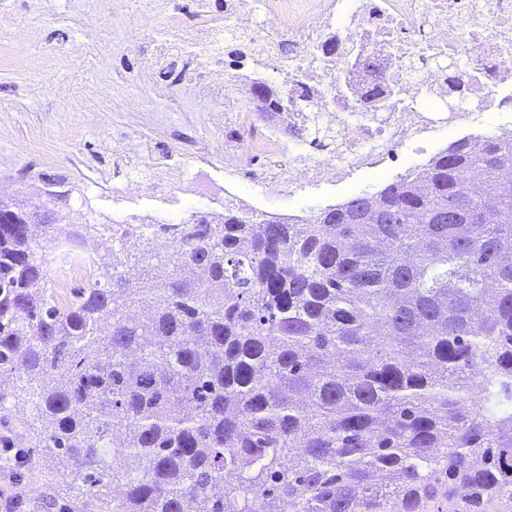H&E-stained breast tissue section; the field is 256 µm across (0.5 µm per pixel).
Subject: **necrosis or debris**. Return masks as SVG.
<instances>
[{
  "label": "necrosis or debris",
  "mask_w": 512,
  "mask_h": 512,
  "mask_svg": "<svg viewBox=\"0 0 512 512\" xmlns=\"http://www.w3.org/2000/svg\"><path fill=\"white\" fill-rule=\"evenodd\" d=\"M199 15L186 38L156 41L151 63L162 71L180 65L185 87L207 91L211 111H234V134L224 141L229 177L205 168L189 176L168 157L153 179L113 185L116 206L171 205L169 191L181 183L186 195L217 202L228 195L232 177L259 186L264 199L302 197L390 175L401 148L413 165L420 148L438 149L477 128L512 138V113L500 109L512 98V0H265L261 17L252 0H225L223 13ZM229 31L258 48L263 74L274 75L287 92L277 122L256 125L248 99L225 93L222 67L197 73V50ZM284 42L294 51L282 61L276 53ZM416 60L425 67L413 74ZM452 62L476 109L446 110ZM376 84L399 91L385 111H364L363 93ZM246 155L263 156L269 165L239 170Z\"/></svg>",
  "instance_id": "obj_1"
}]
</instances>
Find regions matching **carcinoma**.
Instances as JSON below:
<instances>
[{
    "label": "carcinoma",
    "instance_id": "obj_1",
    "mask_svg": "<svg viewBox=\"0 0 512 512\" xmlns=\"http://www.w3.org/2000/svg\"><path fill=\"white\" fill-rule=\"evenodd\" d=\"M356 199L128 231L63 302L0 200V416L101 512H512V142Z\"/></svg>",
    "mask_w": 512,
    "mask_h": 512
}]
</instances>
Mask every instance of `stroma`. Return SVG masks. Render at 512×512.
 Wrapping results in <instances>:
<instances>
[{"label":"stroma","mask_w":512,"mask_h":512,"mask_svg":"<svg viewBox=\"0 0 512 512\" xmlns=\"http://www.w3.org/2000/svg\"><path fill=\"white\" fill-rule=\"evenodd\" d=\"M6 2L12 26L0 27V177L13 198L43 214L53 210L40 196L43 182L66 178L70 223L86 225L87 247L117 252L119 242L102 230L112 215L113 184L150 176L155 157L183 150L208 118L205 101L185 90L179 67L163 75L149 59L157 36L175 39L182 26L195 24L194 0H129L121 16L112 15L110 0ZM85 9L104 25V64L97 68L70 54L83 39ZM172 12L181 13V26L169 25ZM18 27L34 30L27 50L45 57V67L11 65ZM133 108L142 116L134 128L125 120ZM1 479L20 496L21 512H96L53 458L27 456L17 475L0 471Z\"/></svg>","instance_id":"obj_1"}]
</instances>
